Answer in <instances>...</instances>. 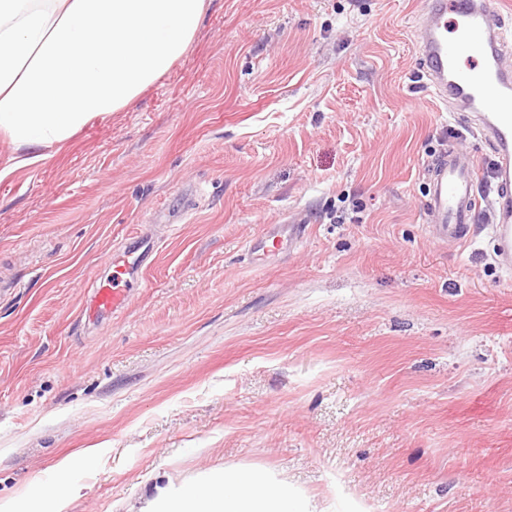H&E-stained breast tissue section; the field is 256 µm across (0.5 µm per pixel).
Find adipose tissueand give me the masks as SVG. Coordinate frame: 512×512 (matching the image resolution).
<instances>
[{
	"label": "adipose tissue",
	"instance_id": "1",
	"mask_svg": "<svg viewBox=\"0 0 512 512\" xmlns=\"http://www.w3.org/2000/svg\"><path fill=\"white\" fill-rule=\"evenodd\" d=\"M209 0H0V138L13 161L42 160L92 119L124 110L188 51ZM88 448L32 479L36 512H64L68 475L92 471ZM128 512H322L314 496L262 466L213 467L155 484Z\"/></svg>",
	"mask_w": 512,
	"mask_h": 512
}]
</instances>
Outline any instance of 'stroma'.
<instances>
[{
    "label": "stroma",
    "mask_w": 512,
    "mask_h": 512,
    "mask_svg": "<svg viewBox=\"0 0 512 512\" xmlns=\"http://www.w3.org/2000/svg\"><path fill=\"white\" fill-rule=\"evenodd\" d=\"M425 0H211L191 48L43 161L0 138V507L83 448L66 512L238 464L327 512H512V271L482 205L432 239L428 163L491 148L438 101ZM306 224L257 269L261 225ZM145 284L89 334L87 293L141 228Z\"/></svg>",
    "instance_id": "1"
}]
</instances>
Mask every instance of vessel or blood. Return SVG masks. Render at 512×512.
I'll list each match as a JSON object with an SVG mask.
<instances>
[{
	"label": "vessel or blood",
	"mask_w": 512,
	"mask_h": 512,
	"mask_svg": "<svg viewBox=\"0 0 512 512\" xmlns=\"http://www.w3.org/2000/svg\"><path fill=\"white\" fill-rule=\"evenodd\" d=\"M489 0H429L426 22L418 31L420 61L434 93L443 100L464 103L497 154L492 231L500 264L512 270V74L502 66L501 38L490 21L498 16ZM478 58L463 69L464 53ZM425 212L433 235L454 244L467 240L477 211L475 162L469 153L449 149L427 170ZM302 224H267L245 244L250 260L264 265L283 243L300 242ZM157 243L151 234L136 233L113 252L112 271L99 279L88 295L85 314L96 324L118 317L144 283L143 274L154 259Z\"/></svg>",
	"instance_id": "b4317fda"
}]
</instances>
